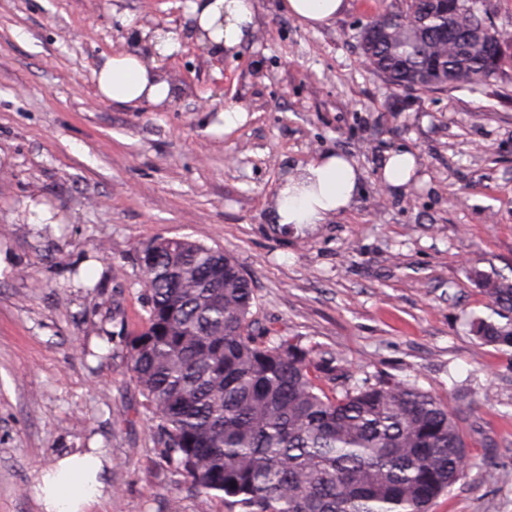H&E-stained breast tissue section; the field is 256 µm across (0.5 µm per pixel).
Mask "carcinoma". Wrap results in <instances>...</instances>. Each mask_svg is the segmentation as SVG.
I'll return each mask as SVG.
<instances>
[{
  "label": "carcinoma",
  "mask_w": 512,
  "mask_h": 512,
  "mask_svg": "<svg viewBox=\"0 0 512 512\" xmlns=\"http://www.w3.org/2000/svg\"><path fill=\"white\" fill-rule=\"evenodd\" d=\"M472 0L451 7L391 0L359 32L370 70L400 88L466 85L509 75ZM147 292L128 368L187 492L222 496L225 512H428L465 474L460 417L412 382L354 379L336 351L257 327L251 282L231 255L187 238L136 249ZM499 320L474 335L512 357V281L473 270Z\"/></svg>",
  "instance_id": "carcinoma-1"
}]
</instances>
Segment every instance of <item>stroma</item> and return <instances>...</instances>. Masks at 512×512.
<instances>
[{
	"instance_id": "obj_1",
	"label": "stroma",
	"mask_w": 512,
	"mask_h": 512,
	"mask_svg": "<svg viewBox=\"0 0 512 512\" xmlns=\"http://www.w3.org/2000/svg\"><path fill=\"white\" fill-rule=\"evenodd\" d=\"M192 3L0 0V512H43L34 471L91 447L112 458L91 512H225L162 459L127 368L123 338L146 307L133 256L156 237L229 253L261 327L462 409L470 465L430 512H512V358L476 340L471 322L491 310L470 276L512 279V79L393 87L357 39L386 0H348L318 30L256 0L248 38L221 55L199 41ZM161 27L180 95L100 98L103 62L153 66ZM231 108L246 117L228 131ZM399 149L419 177L398 193L379 171ZM327 152L357 163L355 204L273 236L279 184Z\"/></svg>"
}]
</instances>
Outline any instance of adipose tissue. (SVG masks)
I'll return each instance as SVG.
<instances>
[{
  "label": "adipose tissue",
  "instance_id": "adipose-tissue-1",
  "mask_svg": "<svg viewBox=\"0 0 512 512\" xmlns=\"http://www.w3.org/2000/svg\"><path fill=\"white\" fill-rule=\"evenodd\" d=\"M348 6L347 0H280L289 17L312 27L331 25ZM254 0H196L197 28L217 50L232 49L246 38L253 22ZM102 97L136 107L164 105L175 91L159 68L145 66L137 57L118 54L107 58L97 73ZM418 161L408 151L386 153L380 171L383 186L399 192L418 176ZM357 164L341 153L327 152L280 185L273 221L294 230L311 229L346 211L359 195ZM111 460L104 449L84 448L57 457L40 470L33 491L43 512H88L105 498Z\"/></svg>",
  "mask_w": 512,
  "mask_h": 512
}]
</instances>
